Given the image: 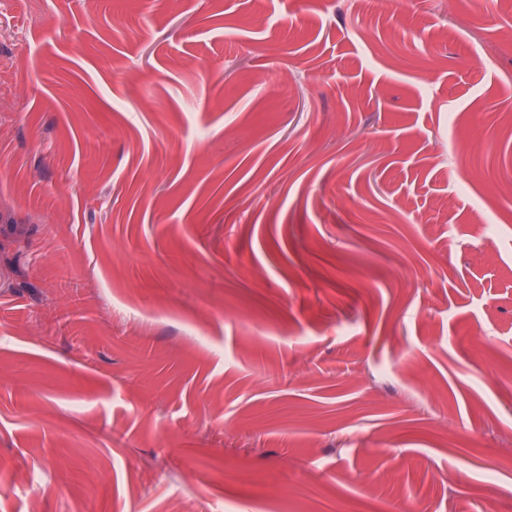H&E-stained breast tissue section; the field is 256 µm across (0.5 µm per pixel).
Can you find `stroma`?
I'll return each instance as SVG.
<instances>
[{
	"label": "stroma",
	"mask_w": 512,
	"mask_h": 512,
	"mask_svg": "<svg viewBox=\"0 0 512 512\" xmlns=\"http://www.w3.org/2000/svg\"><path fill=\"white\" fill-rule=\"evenodd\" d=\"M511 113L512 0H0V512H488Z\"/></svg>",
	"instance_id": "35a3bbf8"
}]
</instances>
